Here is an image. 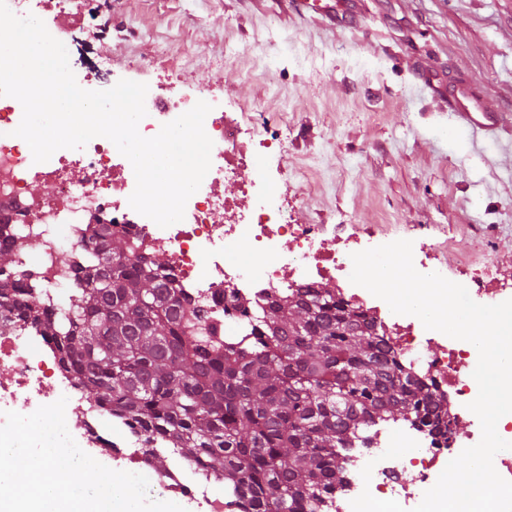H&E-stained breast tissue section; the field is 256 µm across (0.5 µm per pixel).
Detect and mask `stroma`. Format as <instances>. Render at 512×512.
Returning <instances> with one entry per match:
<instances>
[{
    "label": "stroma",
    "instance_id": "1",
    "mask_svg": "<svg viewBox=\"0 0 512 512\" xmlns=\"http://www.w3.org/2000/svg\"><path fill=\"white\" fill-rule=\"evenodd\" d=\"M97 87L212 91L257 137L281 135L300 224L428 241L453 282L512 283V0H346L322 22L289 0H67ZM470 82L501 123L445 111Z\"/></svg>",
    "mask_w": 512,
    "mask_h": 512
}]
</instances>
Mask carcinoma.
Returning a JSON list of instances; mask_svg holds the SVG:
<instances>
[{"mask_svg":"<svg viewBox=\"0 0 512 512\" xmlns=\"http://www.w3.org/2000/svg\"><path fill=\"white\" fill-rule=\"evenodd\" d=\"M73 269L79 287L57 306L41 309L23 272L0 278V306L42 327L83 393L155 459L169 451L224 478L237 512H324L361 429L447 415L329 287L281 293L257 342L213 355L186 344L172 267L102 228Z\"/></svg>","mask_w":512,"mask_h":512,"instance_id":"obj_1","label":"carcinoma"}]
</instances>
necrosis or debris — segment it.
Here are the masks:
<instances>
[{"instance_id":"obj_1","label":"necrosis or debris","mask_w":512,"mask_h":512,"mask_svg":"<svg viewBox=\"0 0 512 512\" xmlns=\"http://www.w3.org/2000/svg\"><path fill=\"white\" fill-rule=\"evenodd\" d=\"M42 2L45 10L56 13V39L77 52L76 63L85 70L82 81L91 83L94 67L75 39L76 18L67 12L65 0ZM205 100L212 106L204 121L213 142L211 168L188 199L183 220L162 228L130 207L134 170L129 160H115L109 139L96 137L84 148L60 149L48 161L34 162L28 144L14 134L23 115L21 104L0 96V223L13 237L19 267H32L39 291L64 295L75 280L62 254L81 253L89 229L108 225L145 257L172 267L177 291L186 299V335L207 337L218 350L250 335L252 310L266 306L270 298L334 283L337 298L360 311L363 323L405 371L438 390L448 403L445 427L374 425L354 441L348 483L336 493L334 512H371L378 501L393 505V512H413L451 456L481 438L480 422L468 408L478 394L471 375L478 361L476 347L425 329L417 317L392 313L382 299L352 284V254L379 246V239L327 237L318 225L295 223L268 179L241 176L254 167L260 153L277 150L281 136L255 139L218 97L209 94ZM194 105L185 95L148 92L140 134L157 135L163 124ZM224 180L237 181L239 197L215 193V185ZM37 184L51 185L54 191L35 194ZM244 198L249 207L241 206ZM219 212L224 215L220 223L214 220ZM52 381L58 396L67 399V428L84 452L97 460L131 458L139 466H150L149 449L129 456L133 435L122 422L105 423L103 412L78 398V381L61 370L52 338L0 308V425L6 412L49 404L45 388ZM154 479L203 512L232 508L209 496L213 474L178 466L156 471Z\"/></svg>"}]
</instances>
